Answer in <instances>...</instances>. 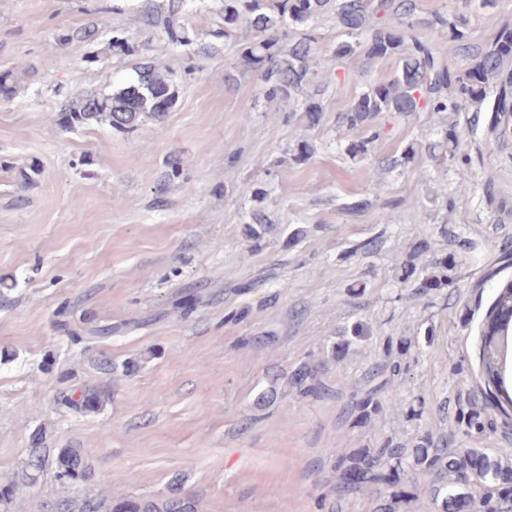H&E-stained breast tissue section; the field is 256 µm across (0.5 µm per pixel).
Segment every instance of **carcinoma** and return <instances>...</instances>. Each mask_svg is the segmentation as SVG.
<instances>
[{
	"mask_svg": "<svg viewBox=\"0 0 512 512\" xmlns=\"http://www.w3.org/2000/svg\"><path fill=\"white\" fill-rule=\"evenodd\" d=\"M192 0H167L164 20L150 14L146 22L155 26L163 23L170 41L187 45L176 20L186 12ZM334 14L337 25L347 35L356 38L353 43L336 46L330 60H340L362 51L373 57L391 58L397 68L384 81L374 83L367 91L355 97L346 111L348 127L370 132L367 137L351 142L348 153L364 156L368 144L376 137L370 131L372 120L381 112H395L405 116L415 112H455L466 102L481 103L494 94L490 111L494 112L492 128H501L502 120L512 115V28L503 27L493 42L478 52L475 63L461 68L448 56L413 36L411 31L425 20L418 16L417 0H224V24L230 31L243 25L257 34L245 44L241 52L244 65L260 71L267 99L293 102V111L302 112V118L314 124L320 118L321 106L307 91L310 83V63L315 51V40L305 36L283 48L288 28L302 27L312 19ZM457 42V51L471 52L461 21L446 13H437L430 21ZM164 98L168 107L176 102V93L170 83L150 65L139 68L137 80L117 92L103 97H85L71 103L63 114L70 127L93 121L108 120L119 131L134 129L144 117H161L157 100ZM255 225L246 229L253 245L260 244L263 234L271 229L261 214H253ZM421 288L425 291L448 287V259L427 263L422 268ZM71 341H104L112 337L116 328L111 325H90L80 330L69 323L59 324ZM512 334V279L502 280L496 286L495 297L489 305L479 336V368L485 384L487 405L495 406L505 416L512 415V386L508 384L501 362L504 337ZM359 328L331 346V357L336 359L350 346L362 340ZM142 357H130L121 363L108 358L99 362L106 374L122 371L132 375L141 367ZM286 385L302 395L317 396L322 390L314 366L303 364L286 377ZM374 391L352 403L360 417L368 418L380 408L373 400ZM110 399V390L103 386L79 389L76 399L68 407L84 415L98 413ZM485 408L475 404L458 408L454 436L468 437L485 428ZM27 461L21 476L0 484V512H9L19 487H33L45 472L53 470L54 477L73 485L85 480L91 470L82 448H54L45 446L42 432L33 433L28 442ZM411 470L435 473L434 481L420 489L433 512H512V486L505 478H512V448H500L490 455L483 448H439L430 435L416 438L404 446L388 442L368 451L356 448L336 449L335 471L340 488L345 492H360L366 488L381 501L380 512H395L399 503L401 475ZM48 512H199L197 502L184 494L176 483L160 501L102 494L82 500L79 508L67 500L48 506Z\"/></svg>",
	"mask_w": 512,
	"mask_h": 512,
	"instance_id": "cac0c4a2",
	"label": "carcinoma"
}]
</instances>
